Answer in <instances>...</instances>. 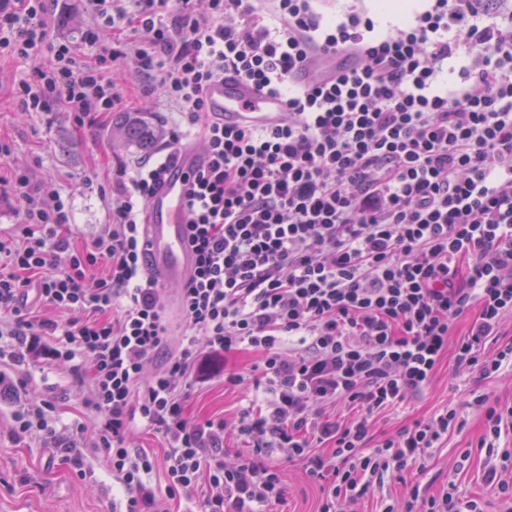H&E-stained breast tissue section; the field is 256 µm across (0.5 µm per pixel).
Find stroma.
<instances>
[{"label": "stroma", "mask_w": 512, "mask_h": 512, "mask_svg": "<svg viewBox=\"0 0 512 512\" xmlns=\"http://www.w3.org/2000/svg\"><path fill=\"white\" fill-rule=\"evenodd\" d=\"M115 79L125 99L124 111L143 113L162 130L171 125L175 114L161 99L135 98L139 79L131 67L116 72ZM0 134L15 145L12 164L31 167L35 180L56 183L68 196L74 214L70 234L78 247L88 244L111 220L103 189L122 171L148 157L147 152L123 147L111 122L77 130L65 113L25 114L14 111L6 99L0 101ZM257 360L256 353L240 351L227 362H216L211 381L192 389L188 397L192 421L235 414L241 393L226 385L224 378L249 371ZM50 389L57 395L55 427L60 443L45 445L16 434L14 413L20 398L37 400ZM472 391L492 401L510 402L512 376L484 380L471 374L456 376L454 353L446 351L432 383L405 409L378 416L374 431L395 432L413 420L429 417L447 402H459L465 425L449 432L447 443L436 450L430 474L437 483L451 476L464 492H482L485 458L474 450L481 434L480 413L462 402ZM86 393V384L62 377L45 357H35L22 366L0 360V512H122L124 493L112 476L110 462L75 432L83 418ZM263 460L279 468L285 483L286 502L279 512H314L322 482L312 480L301 462L279 454L264 455Z\"/></svg>", "instance_id": "stroma-1"}]
</instances>
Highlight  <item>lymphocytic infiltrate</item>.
<instances>
[{"mask_svg":"<svg viewBox=\"0 0 512 512\" xmlns=\"http://www.w3.org/2000/svg\"><path fill=\"white\" fill-rule=\"evenodd\" d=\"M58 2L0 0V60L32 64L9 84L17 111L99 122L121 105L113 74L131 61L139 95L180 116L157 157L113 185L111 220L84 248L70 244L60 188L27 168L0 176L19 216L0 235V358L39 351L87 380L89 421L76 430L111 462L125 512H158L160 466L168 499L196 487L203 512H275L279 469L226 464L230 430L305 462L324 483L316 512H359L371 496L376 512H485L455 481L436 493L422 481L463 425L454 404L381 439L371 427L432 381L447 349L459 373H512V341L501 340L512 316V0H427L385 29L316 0L262 11L251 0H86L90 22L73 38L51 33ZM322 56L337 58L335 75L297 82ZM229 73L283 95L287 118L228 126L209 113L205 90ZM194 137L208 162L186 205L197 271L177 292L175 345L140 226ZM242 349L261 355L227 377L246 407L192 422L191 389ZM474 403L483 484L512 512V448L501 445L512 404ZM55 409L51 394L26 401L17 433L56 439ZM137 425L161 435L164 459L128 447ZM409 469L419 480L402 502L381 496Z\"/></svg>","mask_w":512,"mask_h":512,"instance_id":"1","label":"lymphocytic infiltrate"}]
</instances>
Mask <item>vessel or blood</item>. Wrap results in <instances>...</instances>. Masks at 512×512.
Masks as SVG:
<instances>
[{"instance_id": "1", "label": "vessel or blood", "mask_w": 512, "mask_h": 512, "mask_svg": "<svg viewBox=\"0 0 512 512\" xmlns=\"http://www.w3.org/2000/svg\"><path fill=\"white\" fill-rule=\"evenodd\" d=\"M209 111L223 114L225 123L254 126L279 124L288 106L235 76L211 83L206 92ZM206 155L196 146L182 147L172 174L148 200L143 214V244L148 268L161 282L180 287L196 270V255L189 242L186 197Z\"/></svg>"}]
</instances>
